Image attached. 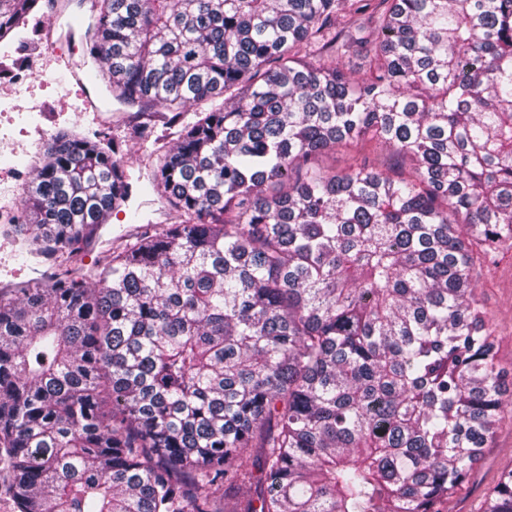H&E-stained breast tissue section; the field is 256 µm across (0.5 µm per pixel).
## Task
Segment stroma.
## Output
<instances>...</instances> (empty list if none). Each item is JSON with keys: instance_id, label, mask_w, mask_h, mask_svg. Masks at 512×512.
Wrapping results in <instances>:
<instances>
[{"instance_id": "obj_1", "label": "stroma", "mask_w": 512, "mask_h": 512, "mask_svg": "<svg viewBox=\"0 0 512 512\" xmlns=\"http://www.w3.org/2000/svg\"><path fill=\"white\" fill-rule=\"evenodd\" d=\"M92 10V0H68L64 5L59 0H41L40 9L29 15L25 26L0 41V213H8L10 223L23 222V189L43 145L58 131L103 145L118 143L133 162L135 191L130 207L112 214L85 249L82 263L89 267L104 262L110 249L134 229L145 231L182 221L180 213L150 186L160 155L177 140L160 119L161 107L118 103L96 81L84 89L76 86L69 73L57 66L56 57L64 56L88 73L94 69L92 59L86 52L46 43L49 19H61L83 33ZM88 94L97 103V113L85 110ZM474 279L498 336L500 363L512 373V248L501 251L495 262L477 267ZM511 469L512 405L467 481L445 503V512H484L487 492Z\"/></svg>"}]
</instances>
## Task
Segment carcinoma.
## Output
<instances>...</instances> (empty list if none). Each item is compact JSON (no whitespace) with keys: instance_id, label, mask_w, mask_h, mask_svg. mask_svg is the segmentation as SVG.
Returning <instances> with one entry per match:
<instances>
[{"instance_id":"1","label":"carcinoma","mask_w":512,"mask_h":512,"mask_svg":"<svg viewBox=\"0 0 512 512\" xmlns=\"http://www.w3.org/2000/svg\"><path fill=\"white\" fill-rule=\"evenodd\" d=\"M88 53L181 125L151 185L184 220L69 266L131 175L43 147L10 232L64 270L0 289L15 512H443L512 401L471 278L512 248V0H98Z\"/></svg>"}]
</instances>
